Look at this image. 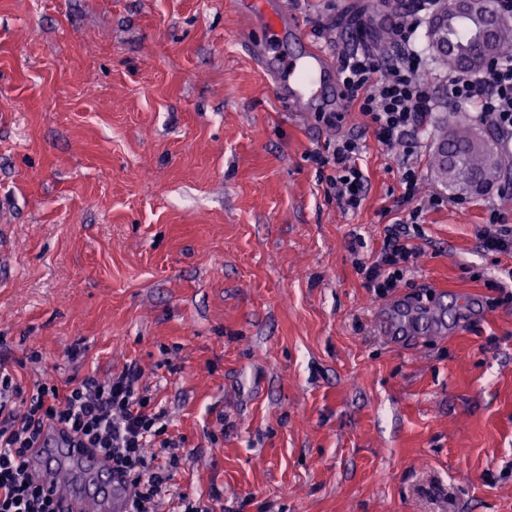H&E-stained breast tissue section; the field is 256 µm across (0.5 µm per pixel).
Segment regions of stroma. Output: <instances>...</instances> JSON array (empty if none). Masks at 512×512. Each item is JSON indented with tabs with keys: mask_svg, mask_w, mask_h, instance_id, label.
Here are the masks:
<instances>
[{
	"mask_svg": "<svg viewBox=\"0 0 512 512\" xmlns=\"http://www.w3.org/2000/svg\"><path fill=\"white\" fill-rule=\"evenodd\" d=\"M238 0H0V361L19 381L129 364L183 438L158 512H512V152L482 192L411 225L397 288H367L392 225L394 149L367 138L361 207L325 193L313 153L359 113L292 111L242 52ZM331 57L368 45L397 0H282ZM412 294V350L378 331ZM84 355L72 362L68 353ZM43 355L29 362L31 351ZM504 219L500 214L494 213L488 224L498 228L486 227L482 233L483 247L490 251L506 252L512 249V228H504Z\"/></svg>",
	"mask_w": 512,
	"mask_h": 512,
	"instance_id": "1",
	"label": "stroma"
}]
</instances>
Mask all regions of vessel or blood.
<instances>
[{
  "mask_svg": "<svg viewBox=\"0 0 512 512\" xmlns=\"http://www.w3.org/2000/svg\"><path fill=\"white\" fill-rule=\"evenodd\" d=\"M239 7L251 26L261 29V41L246 39L245 54L266 74L278 95L297 102L328 107L340 93L329 74L328 60L319 47L294 34L288 54L274 55V44L288 29V15L276 0H240ZM38 486L57 512H86L96 501L98 512H124L130 492L124 477L93 448L81 447L75 438L53 432L45 447L30 460Z\"/></svg>",
  "mask_w": 512,
  "mask_h": 512,
  "instance_id": "obj_1",
  "label": "vessel or blood"
}]
</instances>
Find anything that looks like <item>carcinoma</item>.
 Listing matches in <instances>:
<instances>
[{"label":"carcinoma","instance_id":"carcinoma-1","mask_svg":"<svg viewBox=\"0 0 512 512\" xmlns=\"http://www.w3.org/2000/svg\"><path fill=\"white\" fill-rule=\"evenodd\" d=\"M449 55H435L436 62L446 69L471 71L480 65L487 52V44L479 26L467 28L448 17L447 39ZM432 168L443 178H452L462 184L476 183L482 188L492 184L502 168V161L493 143L472 135L466 123L455 125L452 135H443L439 150L430 159Z\"/></svg>","mask_w":512,"mask_h":512}]
</instances>
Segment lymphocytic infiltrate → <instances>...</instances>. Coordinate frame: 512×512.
I'll return each mask as SVG.
<instances>
[{"instance_id":"f902f5d3","label":"lymphocytic infiltrate","mask_w":512,"mask_h":512,"mask_svg":"<svg viewBox=\"0 0 512 512\" xmlns=\"http://www.w3.org/2000/svg\"><path fill=\"white\" fill-rule=\"evenodd\" d=\"M436 3L414 0L409 18L389 17L395 48L389 58L355 45L344 50L337 69L342 97L368 118L376 141L402 146L397 159L404 170L401 201L416 215L439 203L438 198L420 196L411 162L419 129L437 106L423 78V59L414 48L421 19L433 13ZM445 84L455 107L475 108L495 125L503 142L512 143L511 54L473 72L449 73ZM364 149L361 135L352 134L313 156L317 165L334 170L326 179L327 195L351 211L360 208L367 191L360 166ZM418 251L405 226L393 225L381 256L364 269L367 287L382 295L396 288ZM140 379V369L130 364L103 380L88 377L63 387L38 380L28 388L0 364V512H55L26 463L27 452L39 446L52 423L68 429L83 446L99 449L114 470L128 477V512H156V500L179 464L181 442L169 435L165 411Z\"/></svg>"}]
</instances>
